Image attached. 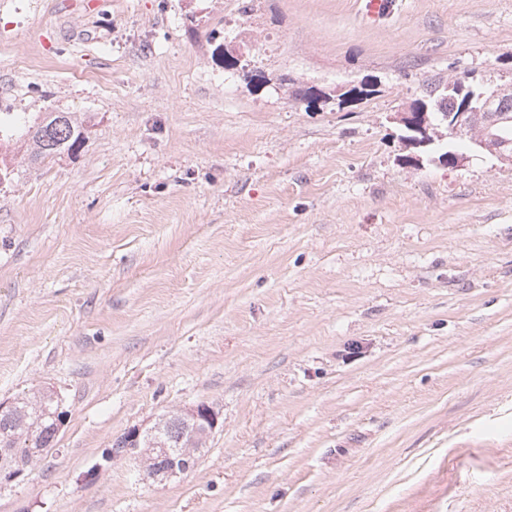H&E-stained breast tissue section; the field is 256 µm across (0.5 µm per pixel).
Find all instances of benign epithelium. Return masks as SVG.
Returning <instances> with one entry per match:
<instances>
[{"mask_svg":"<svg viewBox=\"0 0 512 512\" xmlns=\"http://www.w3.org/2000/svg\"><path fill=\"white\" fill-rule=\"evenodd\" d=\"M436 94L440 100L451 98L461 101L459 108L442 114L441 124L445 125L448 136L463 134L482 122L485 124L484 135L473 141L474 151L487 153L499 163L512 167V143L501 136L503 130L512 125V111L498 107L499 88L483 80L477 84L463 80L455 85L439 87ZM429 108L431 105L422 101L417 104L414 113L409 109L397 113V120L410 133L406 142L412 147H425L432 142L426 117ZM179 414L190 426L191 438L186 448L181 450L178 459L172 460L163 469L158 470L152 465L147 467L143 479L163 482L183 473L190 467L194 454L200 451L217 426V414L205 403L188 407L179 411ZM161 426L162 423L158 422L147 430L138 426L129 429L124 453H132L141 448L142 440Z\"/></svg>","mask_w":512,"mask_h":512,"instance_id":"7a95c632","label":"benign epithelium"}]
</instances>
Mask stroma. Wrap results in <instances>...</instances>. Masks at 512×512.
Wrapping results in <instances>:
<instances>
[{
    "instance_id": "obj_1",
    "label": "stroma",
    "mask_w": 512,
    "mask_h": 512,
    "mask_svg": "<svg viewBox=\"0 0 512 512\" xmlns=\"http://www.w3.org/2000/svg\"><path fill=\"white\" fill-rule=\"evenodd\" d=\"M87 2L0 0V402L67 412L0 512H512V168L395 119L512 83V0ZM200 402L184 475L112 458ZM431 104V103H430ZM426 101L417 104L416 119H413L411 109L397 112V120L406 129L411 136L406 138V142L415 148L425 147L432 142L430 137L431 126H427L428 121L426 112L433 107ZM86 127L84 120H78L70 112L48 113L27 131L31 157L50 162L65 154H77L85 143ZM163 422L156 423L153 427L144 430L140 427H133L129 429L126 433L127 438V448H125L126 445V438L122 435L120 438H118L113 444H112V450L119 451L120 448H124V452L120 453H113L114 455H122V454H128L132 453L134 451H137L139 448H141V442L142 439H147L148 436H150L154 430L161 429Z\"/></svg>"
}]
</instances>
